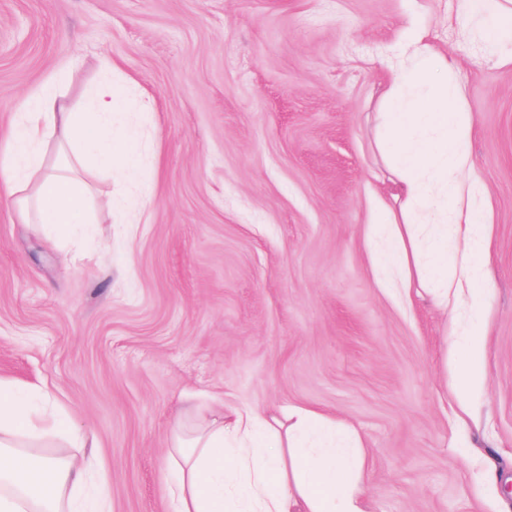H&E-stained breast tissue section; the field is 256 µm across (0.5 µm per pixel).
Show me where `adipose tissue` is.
<instances>
[{"label": "adipose tissue", "mask_w": 512, "mask_h": 512, "mask_svg": "<svg viewBox=\"0 0 512 512\" xmlns=\"http://www.w3.org/2000/svg\"><path fill=\"white\" fill-rule=\"evenodd\" d=\"M468 7L487 44L512 42V0H468ZM406 44L415 66L391 70L379 115L399 207L379 212L367 246L379 288L406 296L418 287L440 310L468 311L469 322L452 325L455 336L484 318L492 204L472 168L466 85L452 78V65L432 49L426 30L412 29ZM65 80L58 73L29 96L12 127L9 160L0 164V202L51 234L90 221L80 168L89 163L108 173L119 162L129 171L139 158L137 142L112 126L122 108L117 84L99 82L84 110L74 112L62 100ZM52 136L69 152L48 170ZM291 416L286 426L251 408L193 421L178 413L164 468L172 512H367L358 434L313 409ZM58 426V418L33 417L16 386L0 380V512H111L105 491L76 497L89 481L82 458L30 455V447L53 439L64 448L87 446V433ZM220 449L232 468L216 459Z\"/></svg>", "instance_id": "obj_1"}]
</instances>
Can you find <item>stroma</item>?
<instances>
[{"mask_svg":"<svg viewBox=\"0 0 512 512\" xmlns=\"http://www.w3.org/2000/svg\"><path fill=\"white\" fill-rule=\"evenodd\" d=\"M417 24L467 85L493 288L461 414L449 315L372 282L378 114ZM466 0H0V161L20 102L115 66L144 182H92L90 239L0 203V378L90 428L112 512H168L177 410L305 406L363 438L369 512H512V64ZM493 462L497 479L482 477Z\"/></svg>","mask_w":512,"mask_h":512,"instance_id":"35a3bbf8","label":"stroma"}]
</instances>
